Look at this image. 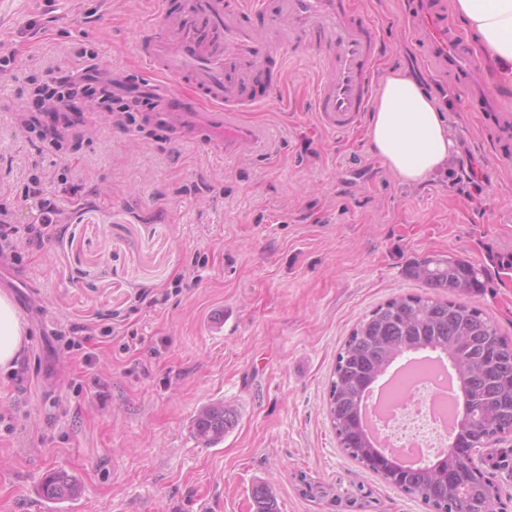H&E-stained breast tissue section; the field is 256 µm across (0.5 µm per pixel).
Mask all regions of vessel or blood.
I'll use <instances>...</instances> for the list:
<instances>
[{
	"mask_svg": "<svg viewBox=\"0 0 512 512\" xmlns=\"http://www.w3.org/2000/svg\"><path fill=\"white\" fill-rule=\"evenodd\" d=\"M400 16L422 49L427 68L450 76L468 103L490 122L499 162H512V113L482 85L479 60L441 0H401ZM287 26H279V18ZM315 48L325 62L314 109L333 129L355 126L377 91L383 51L358 0H160L158 19L138 45L150 72L167 77L151 104L171 115L202 102L207 132L223 137L226 153L249 150L257 130L236 120L262 102L257 87L278 85L285 54Z\"/></svg>",
	"mask_w": 512,
	"mask_h": 512,
	"instance_id": "vessel-or-blood-1",
	"label": "vessel or blood"
}]
</instances>
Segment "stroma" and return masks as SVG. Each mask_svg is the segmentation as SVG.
I'll use <instances>...</instances> for the list:
<instances>
[{
    "mask_svg": "<svg viewBox=\"0 0 512 512\" xmlns=\"http://www.w3.org/2000/svg\"><path fill=\"white\" fill-rule=\"evenodd\" d=\"M389 46L379 71L404 70L432 95L455 143L446 168L401 184L366 145V123L324 128L313 96L324 70L287 56L281 83L254 111L258 144L228 154L198 137L206 115L163 131L84 113L51 151L15 125L28 75L82 71L144 80L142 23L159 0H0V44L18 50L0 78V187L22 196L33 169L70 170L91 194L42 245L20 238V268L0 267V292L27 324L23 383L0 372V512H256L268 485L278 512H329L302 496L301 477L363 485L356 512H431L352 460L327 414L336 355L356 323L398 295H423L409 267L427 256L468 260L484 288L466 296L512 338V166L463 92L433 83L397 0H361ZM471 158L481 191L457 181ZM207 257L196 268L197 257ZM198 270V282L185 279ZM182 279L179 295L142 301ZM111 319L93 370L54 356L53 331ZM140 342L124 352L130 336ZM233 407L235 426L206 446L191 421ZM480 469L512 512V435L481 449ZM63 470L79 494L49 503L43 478Z\"/></svg>",
    "mask_w": 512,
    "mask_h": 512,
    "instance_id": "1",
    "label": "stroma"
}]
</instances>
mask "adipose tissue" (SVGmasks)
Returning a JSON list of instances; mask_svg holds the SVG:
<instances>
[{
    "instance_id": "ef3b65f1",
    "label": "adipose tissue",
    "mask_w": 512,
    "mask_h": 512,
    "mask_svg": "<svg viewBox=\"0 0 512 512\" xmlns=\"http://www.w3.org/2000/svg\"><path fill=\"white\" fill-rule=\"evenodd\" d=\"M477 52L497 68L498 88L512 89V0H453ZM367 144L407 185L444 168L454 143L435 102L407 74L388 70L380 82L367 127ZM28 331L8 294L0 293V370H11Z\"/></svg>"
}]
</instances>
